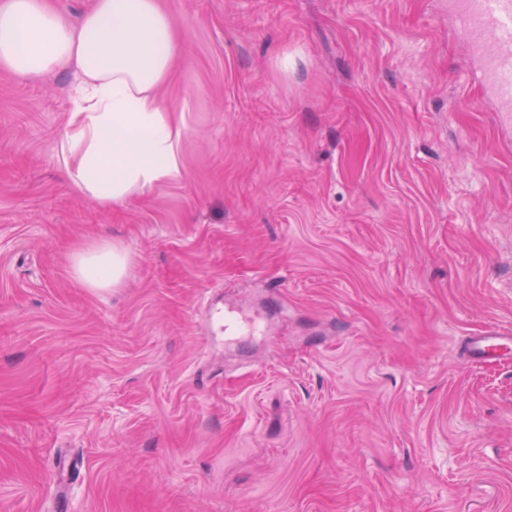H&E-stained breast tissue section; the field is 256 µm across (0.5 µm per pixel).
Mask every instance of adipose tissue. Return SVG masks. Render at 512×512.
I'll list each match as a JSON object with an SVG mask.
<instances>
[{"mask_svg":"<svg viewBox=\"0 0 512 512\" xmlns=\"http://www.w3.org/2000/svg\"><path fill=\"white\" fill-rule=\"evenodd\" d=\"M179 45L159 0H95L79 24L49 0H0V69L74 76L59 146L71 189L104 206L181 175L184 127L158 95ZM128 253L97 244L74 257L88 288L120 284Z\"/></svg>","mask_w":512,"mask_h":512,"instance_id":"1","label":"adipose tissue"}]
</instances>
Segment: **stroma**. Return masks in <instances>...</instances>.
Wrapping results in <instances>:
<instances>
[{
    "label": "stroma",
    "instance_id": "obj_1",
    "mask_svg": "<svg viewBox=\"0 0 512 512\" xmlns=\"http://www.w3.org/2000/svg\"><path fill=\"white\" fill-rule=\"evenodd\" d=\"M159 2L182 177L123 205L71 74L0 70V512H512V124L448 0ZM129 262L128 253L109 244H96L74 257L75 277L88 288H112L120 284ZM471 353L476 362L511 359L512 336L499 333L476 336L472 342Z\"/></svg>",
    "mask_w": 512,
    "mask_h": 512
}]
</instances>
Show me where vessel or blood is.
Returning a JSON list of instances; mask_svg holds the SVG:
<instances>
[{"mask_svg": "<svg viewBox=\"0 0 512 512\" xmlns=\"http://www.w3.org/2000/svg\"><path fill=\"white\" fill-rule=\"evenodd\" d=\"M448 13L466 43L485 93L503 118L512 117V0H448ZM474 361L512 356V336L491 333L475 337Z\"/></svg>", "mask_w": 512, "mask_h": 512, "instance_id": "1", "label": "vessel or blood"}]
</instances>
